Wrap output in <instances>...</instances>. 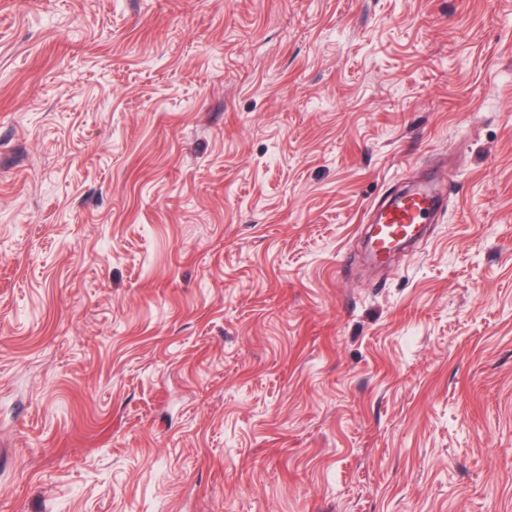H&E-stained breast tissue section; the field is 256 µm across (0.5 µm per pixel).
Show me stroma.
<instances>
[{"label":"stroma","mask_w":512,"mask_h":512,"mask_svg":"<svg viewBox=\"0 0 512 512\" xmlns=\"http://www.w3.org/2000/svg\"><path fill=\"white\" fill-rule=\"evenodd\" d=\"M0 512H512V0H0ZM436 176H428L425 181L411 193L395 197L382 207L377 224L378 233L373 238L377 249H385L394 237H401L400 242L417 238L422 227L440 208V198L435 192Z\"/></svg>","instance_id":"1"}]
</instances>
